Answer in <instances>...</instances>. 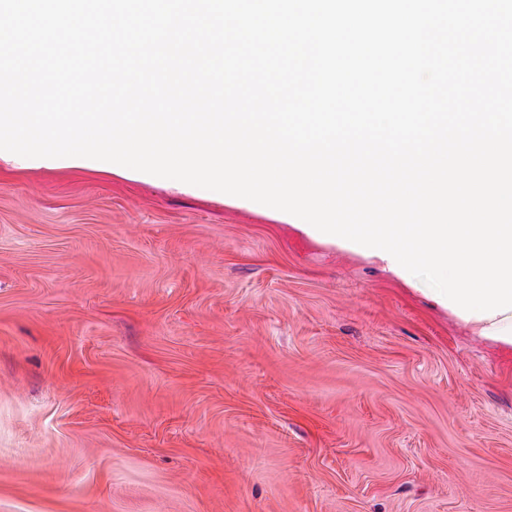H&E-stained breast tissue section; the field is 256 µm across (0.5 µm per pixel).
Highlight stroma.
I'll list each match as a JSON object with an SVG mask.
<instances>
[{
	"label": "stroma",
	"instance_id": "obj_1",
	"mask_svg": "<svg viewBox=\"0 0 512 512\" xmlns=\"http://www.w3.org/2000/svg\"><path fill=\"white\" fill-rule=\"evenodd\" d=\"M285 212L0 159V512H512V349Z\"/></svg>",
	"mask_w": 512,
	"mask_h": 512
}]
</instances>
